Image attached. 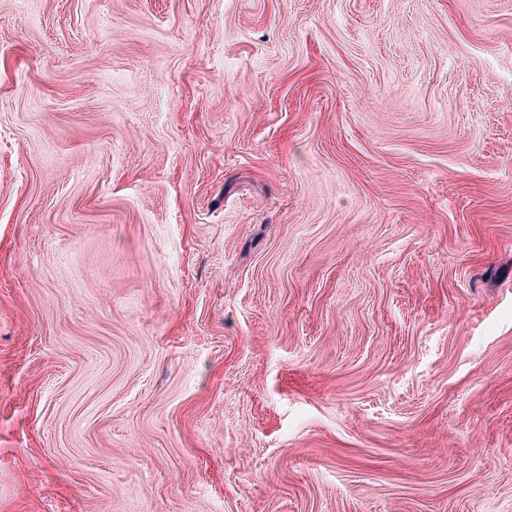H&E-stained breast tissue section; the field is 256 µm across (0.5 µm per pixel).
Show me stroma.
<instances>
[{
	"instance_id": "1",
	"label": "stroma",
	"mask_w": 512,
	"mask_h": 512,
	"mask_svg": "<svg viewBox=\"0 0 512 512\" xmlns=\"http://www.w3.org/2000/svg\"><path fill=\"white\" fill-rule=\"evenodd\" d=\"M0 512H512V0H0Z\"/></svg>"
}]
</instances>
